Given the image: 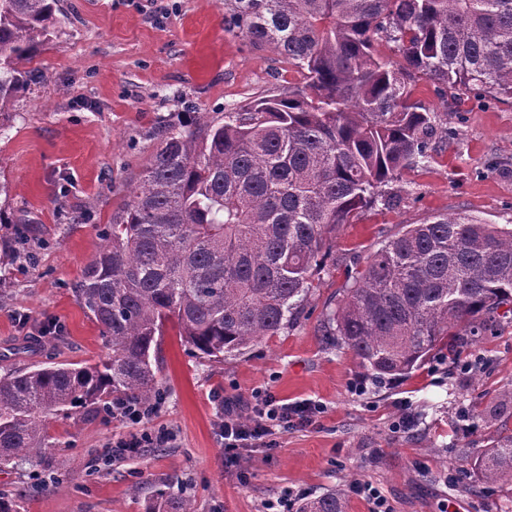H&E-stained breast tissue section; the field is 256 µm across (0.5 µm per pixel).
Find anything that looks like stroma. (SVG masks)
<instances>
[{
	"instance_id": "stroma-1",
	"label": "stroma",
	"mask_w": 512,
	"mask_h": 512,
	"mask_svg": "<svg viewBox=\"0 0 512 512\" xmlns=\"http://www.w3.org/2000/svg\"><path fill=\"white\" fill-rule=\"evenodd\" d=\"M233 0H58L59 23L32 62L24 93L0 104V200L10 218L0 250L26 241L29 259L0 273V375L45 362L81 367L109 348L74 293L156 150L161 125L185 113L236 111L304 86L269 46L230 23ZM413 100L448 115L451 133L429 166L390 183L399 200L363 211L336 231L328 264L296 323L244 356L221 362L186 352L168 329L157 376L166 399L153 423L174 439L113 459L121 422L100 414L47 424L46 465L16 457L0 492L21 512H145L170 480L182 481L196 512H262L266 500L295 502L341 491L347 512H372L352 493L372 485L390 512H512V490L479 480L471 461L498 428L512 432V324L465 349V366L431 358L410 377L377 382L352 352L324 336L323 315L349 275L402 225L466 213L512 220V100L442 98L420 79ZM270 390L310 402L316 422L281 435L279 448L241 451L224 464L216 421L227 394ZM413 426L394 431L404 411ZM470 426H463V419Z\"/></svg>"
}]
</instances>
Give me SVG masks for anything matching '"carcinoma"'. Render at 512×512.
Returning a JSON list of instances; mask_svg holds the SVG:
<instances>
[{
	"label": "carcinoma",
	"mask_w": 512,
	"mask_h": 512,
	"mask_svg": "<svg viewBox=\"0 0 512 512\" xmlns=\"http://www.w3.org/2000/svg\"><path fill=\"white\" fill-rule=\"evenodd\" d=\"M57 0H0V103L25 89L58 24ZM234 27L303 74V88L240 112H199L160 132L126 207L75 287L111 353L80 368L0 376V466L44 457L47 421L165 394L152 360L167 323L202 358L240 356L292 326L324 270L331 234L382 187L422 167L448 128L411 100L428 79L450 96L512 99V0H234ZM392 56L377 53L380 42ZM512 323V225L438 214L387 237L342 289L324 335L372 379H403ZM512 487V433L475 462ZM175 482L146 512H195ZM342 493L297 512H345Z\"/></svg>",
	"instance_id": "1"
}]
</instances>
